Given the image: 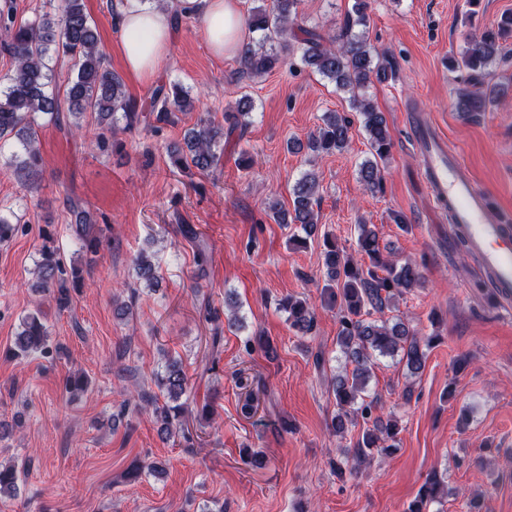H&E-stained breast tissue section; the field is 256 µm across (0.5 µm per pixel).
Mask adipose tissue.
I'll use <instances>...</instances> for the list:
<instances>
[{
    "label": "adipose tissue",
    "mask_w": 512,
    "mask_h": 512,
    "mask_svg": "<svg viewBox=\"0 0 512 512\" xmlns=\"http://www.w3.org/2000/svg\"><path fill=\"white\" fill-rule=\"evenodd\" d=\"M202 15L208 45L217 57L238 52L248 31L240 0H173L168 9L153 0H127L119 18V50L125 70L138 80L155 78L166 59L178 18Z\"/></svg>",
    "instance_id": "obj_1"
}]
</instances>
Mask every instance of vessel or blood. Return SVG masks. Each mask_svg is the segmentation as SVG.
I'll return each instance as SVG.
<instances>
[{
  "label": "vessel or blood",
  "mask_w": 512,
  "mask_h": 512,
  "mask_svg": "<svg viewBox=\"0 0 512 512\" xmlns=\"http://www.w3.org/2000/svg\"><path fill=\"white\" fill-rule=\"evenodd\" d=\"M424 183L440 210L479 258L491 291L512 301V220L491 213L488 195L464 172L460 156L435 130L419 126Z\"/></svg>",
  "instance_id": "1"
}]
</instances>
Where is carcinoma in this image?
Wrapping results in <instances>:
<instances>
[{
    "label": "carcinoma",
    "instance_id": "obj_1",
    "mask_svg": "<svg viewBox=\"0 0 512 512\" xmlns=\"http://www.w3.org/2000/svg\"><path fill=\"white\" fill-rule=\"evenodd\" d=\"M300 0H272V7H255L246 24L255 37L250 39L239 53L241 72L262 75L270 71L280 60L279 52L288 49V38L301 45L302 62L317 71L335 85L336 89L350 93L352 108L361 117L363 130L372 151V158L361 166L362 182L371 192L382 183L378 161L384 159L391 147V136L386 117L364 95L372 77L381 76L382 67L375 62L376 50L367 42L368 0H354L337 34L328 38L314 31L303 29L296 34L293 25L297 18ZM512 36V15H503L497 29L487 30L473 39L468 48L451 67L477 72L486 69L497 58L500 41ZM98 33L85 11L84 0H60L59 14L43 15L34 22H19L13 7L0 10V43L12 59L8 85L0 90V141L16 136L23 142L25 158L16 162L19 172L29 175L38 164V128L35 117L39 113L59 116L61 102L50 96L47 88L52 82L49 67L51 55L63 57L69 64L72 76L65 91L68 116L73 118L71 127L79 131L90 117L102 130H109L122 114L126 126L144 121L148 115L163 122H173L177 113L188 112L193 103L188 93L177 83L160 84L152 92L148 105L137 102L127 95L121 78L105 63L98 45ZM501 90L492 85L481 91L464 90L460 93L457 110L469 115L489 112L498 102ZM254 110V101L240 97L233 111L224 113V123H216L201 117L187 136V152H170L172 165L179 169L191 167L208 172L217 166L224 153V131H233L244 125L242 118ZM352 122L337 112H327L316 133L308 138L307 149L314 154L341 152L349 146ZM319 184L315 174H304L292 188L293 212L271 207L273 217L279 222L300 224L314 229L318 223L317 197ZM76 238L82 243L86 255L85 264L93 261L101 244L99 229L91 223L90 213L76 211L75 224L71 225ZM324 267L326 282L323 285L330 301L341 314V331L337 344L345 356V367L332 379L338 411L332 420L337 434L346 433V424L353 426L363 422V430L353 443L352 464L349 472L373 458V451L389 454L395 448L391 441L398 434L397 422L375 414L378 400L369 398L367 387L379 357H399L410 375H418L427 360L430 341L400 319L378 321L375 314H382L392 299L413 288L419 272L412 264L397 263L384 258L378 232L372 224L358 225L357 252L368 258L369 264L359 263L336 244L329 236L324 237ZM137 279L149 286L158 283V266L151 257L140 253L134 260ZM37 279L34 287L54 292L59 308L70 305L71 296L67 282L80 281L82 269L66 266L58 250L43 243L40 260L36 264ZM280 306L288 312L290 327L307 335L315 327L313 309L303 300L284 298ZM48 350V328L40 313L26 315L16 334L10 354L23 358L31 353ZM158 392L141 391L137 401H123V409L152 411L160 427L161 439L173 435V426L180 424L186 410L182 397L186 395L189 378L182 361L165 357L163 370L154 374ZM17 470L0 463V496H12L17 490ZM447 476L430 475L420 487L415 501L407 512H429L427 505L441 502L440 493Z\"/></svg>",
    "mask_w": 512,
    "mask_h": 512
}]
</instances>
